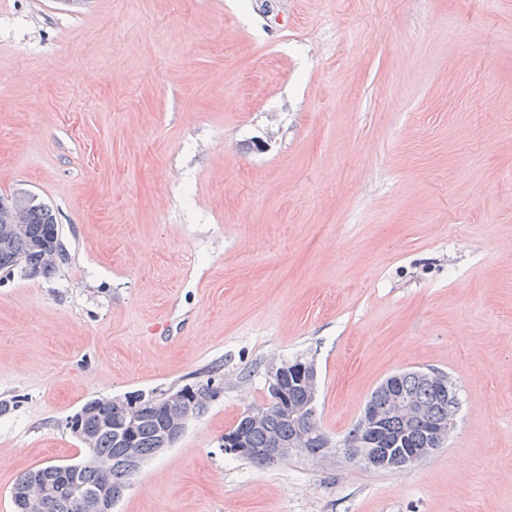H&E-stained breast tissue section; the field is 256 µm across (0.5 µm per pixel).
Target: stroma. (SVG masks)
Listing matches in <instances>:
<instances>
[{
  "instance_id": "stroma-1",
  "label": "stroma",
  "mask_w": 512,
  "mask_h": 512,
  "mask_svg": "<svg viewBox=\"0 0 512 512\" xmlns=\"http://www.w3.org/2000/svg\"><path fill=\"white\" fill-rule=\"evenodd\" d=\"M16 193L66 257L0 272V512L81 458L88 400L213 370L113 512H512V0H0ZM295 359L335 442L387 377L447 374V440L402 470L225 454ZM184 388L176 389L173 391H184L187 393L185 397L188 403L192 402L190 413L194 416H200L208 408L211 401L222 392L223 386L221 379L215 376H209L205 384H198L195 387L184 385Z\"/></svg>"
}]
</instances>
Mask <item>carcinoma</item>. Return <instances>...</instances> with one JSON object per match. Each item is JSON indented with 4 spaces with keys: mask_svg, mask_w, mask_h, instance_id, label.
Returning <instances> with one entry per match:
<instances>
[{
    "mask_svg": "<svg viewBox=\"0 0 512 512\" xmlns=\"http://www.w3.org/2000/svg\"><path fill=\"white\" fill-rule=\"evenodd\" d=\"M24 199L22 220L15 222V207ZM64 255L60 239V228L56 214L47 204L29 194H14L10 200L0 197V271H10L22 264L31 276L48 275L55 270V259ZM288 401L299 408L316 397L317 372L311 370L307 380L298 384H287ZM221 379L208 377L196 386L186 385V401L191 403V413L199 416L211 401L222 392ZM369 402L384 410V427L392 436H399L400 448H424L434 425L443 419L448 409L456 410L458 397L447 403L439 398L435 387L425 379L420 370L400 371L380 384L370 395ZM116 405L103 399L88 401L81 411L73 415L67 425L81 441L88 444L89 456L82 462L83 471L79 480L90 491L108 484L121 492L133 474L126 454L128 445L125 436L117 430L103 426V422L116 417ZM254 416L242 414L229 433L245 442L248 448H277L289 446L309 448L313 458H318L321 445L318 437L325 436L316 414H302L294 419L288 411L273 400L251 406ZM168 417L165 406L147 409L142 413L133 431V447L142 459H148L161 451L162 430ZM343 447L355 448L362 453L372 452L369 429L362 421L348 432ZM58 464L32 469L18 478V482L32 480L43 488H54L63 479Z\"/></svg>",
    "mask_w": 512,
    "mask_h": 512,
    "instance_id": "obj_1",
    "label": "carcinoma"
}]
</instances>
